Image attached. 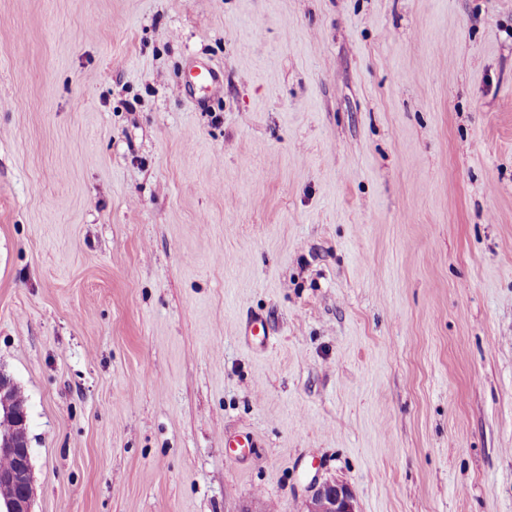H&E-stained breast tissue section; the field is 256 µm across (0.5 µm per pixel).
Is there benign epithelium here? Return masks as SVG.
Wrapping results in <instances>:
<instances>
[{
    "label": "benign epithelium",
    "instance_id": "obj_1",
    "mask_svg": "<svg viewBox=\"0 0 512 512\" xmlns=\"http://www.w3.org/2000/svg\"><path fill=\"white\" fill-rule=\"evenodd\" d=\"M16 385L0 373V512H31V455L27 436V412L17 403ZM304 512H358L348 485L336 480H316L309 486Z\"/></svg>",
    "mask_w": 512,
    "mask_h": 512
}]
</instances>
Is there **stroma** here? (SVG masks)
Here are the masks:
<instances>
[{
	"label": "stroma",
	"mask_w": 512,
	"mask_h": 512,
	"mask_svg": "<svg viewBox=\"0 0 512 512\" xmlns=\"http://www.w3.org/2000/svg\"><path fill=\"white\" fill-rule=\"evenodd\" d=\"M0 369L32 512H512V0H0ZM305 512H358L352 490L336 480H315L304 501Z\"/></svg>",
	"instance_id": "1"
}]
</instances>
